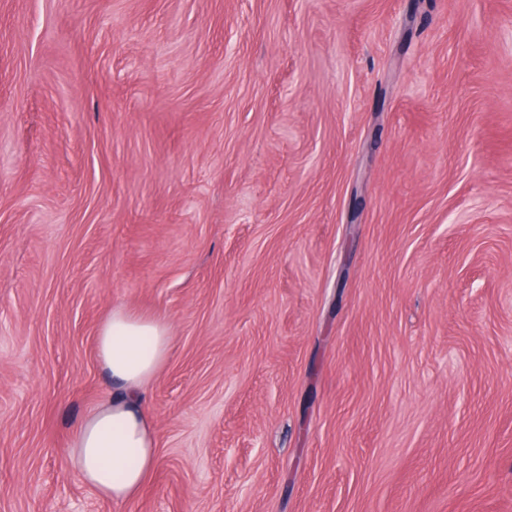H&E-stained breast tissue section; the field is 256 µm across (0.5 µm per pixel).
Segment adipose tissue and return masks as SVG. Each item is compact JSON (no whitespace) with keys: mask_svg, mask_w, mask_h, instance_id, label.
<instances>
[{"mask_svg":"<svg viewBox=\"0 0 512 512\" xmlns=\"http://www.w3.org/2000/svg\"><path fill=\"white\" fill-rule=\"evenodd\" d=\"M170 344L165 319L126 308L113 309L99 327L97 356L114 389L74 433L68 464L102 499L135 500L157 466L156 432L144 398Z\"/></svg>","mask_w":512,"mask_h":512,"instance_id":"1","label":"adipose tissue"}]
</instances>
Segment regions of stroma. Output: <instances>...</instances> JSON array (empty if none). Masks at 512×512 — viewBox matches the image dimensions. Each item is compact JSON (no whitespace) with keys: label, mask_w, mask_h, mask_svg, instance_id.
<instances>
[{"label":"stroma","mask_w":512,"mask_h":512,"mask_svg":"<svg viewBox=\"0 0 512 512\" xmlns=\"http://www.w3.org/2000/svg\"><path fill=\"white\" fill-rule=\"evenodd\" d=\"M0 512H512V0H0ZM171 340L165 319L126 308L112 309L99 327L97 356L112 378V398L76 430L68 464L104 500H135L157 466L156 432L144 398L168 359Z\"/></svg>","instance_id":"obj_1"}]
</instances>
